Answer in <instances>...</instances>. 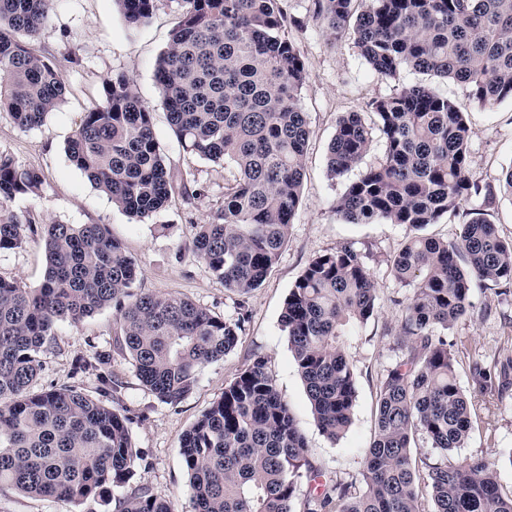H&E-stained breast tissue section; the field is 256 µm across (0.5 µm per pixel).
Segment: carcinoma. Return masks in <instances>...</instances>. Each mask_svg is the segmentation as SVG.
<instances>
[{"label": "carcinoma", "mask_w": 512, "mask_h": 512, "mask_svg": "<svg viewBox=\"0 0 512 512\" xmlns=\"http://www.w3.org/2000/svg\"><path fill=\"white\" fill-rule=\"evenodd\" d=\"M155 0H115L134 27ZM282 0H184L182 19L157 59L154 80L184 150L230 164L224 205L196 225L194 252L224 287L249 292L266 280L286 244L300 200L311 130L300 98L305 63L282 35ZM314 0L313 19L332 38L349 36L379 77L412 69L465 85L477 105L512 101V0ZM50 0H0V112L23 129L44 124L65 97L56 67L36 54ZM341 116L328 146L327 173L363 164L374 136L383 158L346 184L334 210L350 224L384 221L416 231L391 273L412 287L398 336L402 356L377 385L374 439L361 478L321 481L267 358L253 356L221 397L184 433L180 453L193 512H512L498 470L486 458L448 461L471 432L475 399L512 389V358L468 365L474 391L460 384L459 346L445 332L470 312L474 287L512 285V239L482 210L452 241L421 234L456 217L478 192L472 181L464 112L425 84L401 85ZM69 161L121 211L145 218L187 194L165 163L152 112L122 74L103 83V102L84 114L67 141ZM41 171L0 152V253L40 236L46 270L36 289L0 276V488L29 497L94 501L115 512H173L148 488L116 500L139 459L131 417L114 408L122 383L96 359L74 364L77 377L98 370L99 397L75 385L39 393L59 322L77 325L111 307L116 345L158 401L189 395L201 370L234 350L244 320L224 319L178 295L138 292V268L104 224H35L10 209L36 194ZM378 311L365 255L350 242L314 255L290 289L281 314L292 357L321 432L339 440L357 397L346 340ZM423 438L437 460L412 453ZM309 492L296 501L300 478Z\"/></svg>", "instance_id": "1"}]
</instances>
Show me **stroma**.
Returning a JSON list of instances; mask_svg holds the SVG:
<instances>
[{"label": "stroma", "instance_id": "1", "mask_svg": "<svg viewBox=\"0 0 512 512\" xmlns=\"http://www.w3.org/2000/svg\"><path fill=\"white\" fill-rule=\"evenodd\" d=\"M282 32L302 57L308 71L301 104L312 131L296 216L288 242L263 285L249 293L228 290L192 251L196 225L205 223L224 204V186L230 168L186 152L173 133L159 102L154 70L172 30L184 12L183 0H155L147 25H128L114 0H51L47 17L31 45L36 54L52 61L66 81L62 103L44 125L17 128L0 112V151L18 164L43 172L39 194L15 197L10 207L38 224H103L118 239L139 270V291L178 294L218 316L243 319L244 330L229 355L206 365L193 391L174 405L160 403L137 379L129 359L115 343L119 326L112 309L105 308L79 325L58 323L57 348L46 353L33 382L38 392L53 385L73 384L96 395L94 372L72 376L76 360L101 354L113 377L122 382L120 408L132 419V443L140 455L134 484L170 502L174 512H192L188 477L180 455V438L211 404L220 398L238 370L260 354L287 403L296 426L305 437L313 459L331 476L358 477L364 451L374 430L377 380L400 354L396 329L411 287L390 272V259L410 235L403 224H348L336 216L333 205L346 178L327 175V148L338 119L348 112L365 111L368 102L393 93L398 85L420 82L411 70L398 80L378 77L348 37L330 38L312 19L313 0H282ZM123 74L132 79L152 112L153 130L174 178L194 181L201 193L186 199L173 197L166 209L143 220L116 208L67 158L65 147L85 112L100 105L103 83ZM436 91L466 112L471 127L470 172L481 192L495 189L503 171L512 165V102L488 107L473 103L461 83L440 81ZM355 242L369 253L367 265L378 289V312L357 327L348 341L355 368L357 399L352 424L338 441L318 428L280 317L284 302L308 261L324 251ZM46 268L41 237L27 239L22 248L0 253V275L27 288L40 285ZM473 310L448 331L449 340L464 339L467 354L492 359L512 354V294H499L494 285L474 288ZM474 428L463 448L449 461L484 457L498 465L503 493L512 492V399L485 396ZM0 512H99L94 502L81 505L65 500L31 498L15 490H0Z\"/></svg>", "mask_w": 512, "mask_h": 512}]
</instances>
